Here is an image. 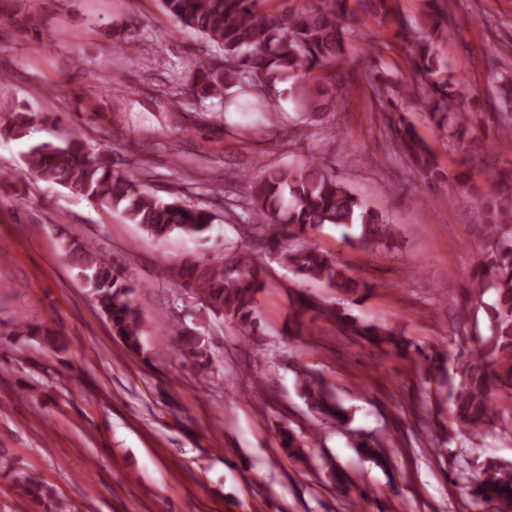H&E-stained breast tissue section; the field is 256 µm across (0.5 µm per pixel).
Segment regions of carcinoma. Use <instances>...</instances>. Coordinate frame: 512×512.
<instances>
[{"mask_svg":"<svg viewBox=\"0 0 512 512\" xmlns=\"http://www.w3.org/2000/svg\"><path fill=\"white\" fill-rule=\"evenodd\" d=\"M259 0H162V7L181 29L199 34L215 45L224 67L217 71L198 64L188 88L196 101L215 97L224 106L239 97L271 96L269 86L283 78H296L300 109L321 112L329 104L342 107L346 93L338 90L336 64L346 60L351 33L345 0H318V5L265 15ZM427 27L421 32L400 30L409 49V80H395L377 71L373 74L376 95L384 105L397 98L411 100L429 112L435 123L448 129V136L461 137L470 116L459 103L458 83L444 74L434 50V39L448 32L451 16L440 0H426ZM488 68L504 110H512V74L501 67V58L490 59ZM32 117L18 112L8 132L26 135ZM389 127L398 150L421 178L434 181L443 175L430 147L418 136L402 111L388 113ZM27 170L37 179L55 183L103 207L120 209L126 220L148 235L161 239L178 231L196 236L207 231L215 215L195 208L177 197L163 198L142 186L129 170L116 166L100 151H93L76 135L57 142L33 145L24 158ZM512 206V198L491 201L485 215L484 256L474 275L479 294L491 292L486 305L490 336L483 340L480 360L463 364L456 371L459 384L448 390L449 409L464 425L477 427L495 415L491 399L503 388L512 389V222L500 220V211ZM247 231L264 241L266 249L279 255L294 274L324 281L343 294L359 289L356 279L336 259L308 244L309 231L326 224L360 227L357 237L344 236L353 247L366 250L394 238L395 225L380 211L364 204L336 172L320 162L307 161L295 167L274 168L250 185L241 206ZM64 255L84 282L96 307L109 319L113 335L131 352L143 353L141 316L132 302V287L120 277L112 260L95 245L73 241ZM176 277L195 285L200 299L222 311L243 328H255L257 294L269 287L259 273L237 253H226L206 264L190 262L176 269ZM314 311L343 332H350L372 346L395 345L397 355L408 354L410 344L396 340L397 333L385 324L360 323L345 307L321 306L303 301L296 319ZM180 352L198 369L210 368L204 339L181 334ZM299 392L316 413L342 423L341 405L324 382L303 366L296 372ZM382 442L369 438L354 444L362 455L387 463ZM18 484L36 500H50V512H68L51 489L25 473ZM472 494L484 501H497L501 512H512V465L488 462L473 478Z\"/></svg>","mask_w":512,"mask_h":512,"instance_id":"1","label":"carcinoma"}]
</instances>
